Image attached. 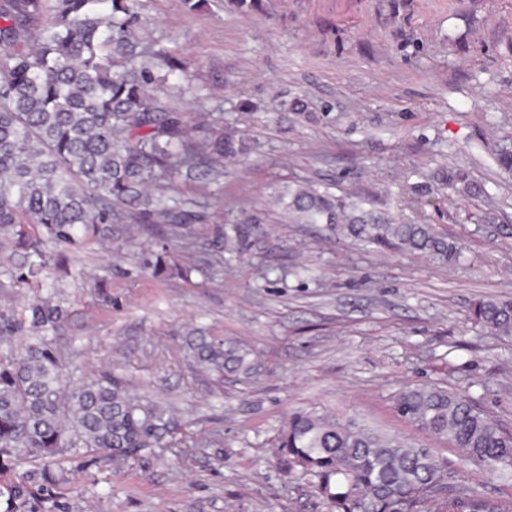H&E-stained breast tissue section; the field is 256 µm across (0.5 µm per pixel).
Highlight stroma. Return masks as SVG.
Listing matches in <instances>:
<instances>
[{
  "label": "stroma",
  "instance_id": "35a3bbf8",
  "mask_svg": "<svg viewBox=\"0 0 512 512\" xmlns=\"http://www.w3.org/2000/svg\"><path fill=\"white\" fill-rule=\"evenodd\" d=\"M141 3L144 37L195 73L194 94L175 107L221 108L254 144L251 163L225 162L210 187L224 222H261L217 273L208 224L194 225L189 250L120 224L111 250L70 253L54 347L68 369L121 374L172 404L183 439L119 466L64 461L61 481L29 483L36 512H327L306 479L276 464L288 413L327 411L456 460L446 439L394 413L396 394L417 384L468 389L512 428V343L468 312L477 298L512 297V176L491 154L512 139V0H262L249 13L234 0L193 12L181 0ZM297 99L306 113L290 111ZM451 168L482 195L448 189ZM295 180L424 219L464 257L440 268L288 223L276 198ZM486 212L493 222H478ZM199 328L255 349L261 374L219 383L202 373L184 345Z\"/></svg>",
  "mask_w": 512,
  "mask_h": 512
}]
</instances>
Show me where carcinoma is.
Returning <instances> with one entry per match:
<instances>
[{
	"label": "carcinoma",
	"mask_w": 512,
	"mask_h": 512,
	"mask_svg": "<svg viewBox=\"0 0 512 512\" xmlns=\"http://www.w3.org/2000/svg\"><path fill=\"white\" fill-rule=\"evenodd\" d=\"M140 0H0V289L43 288L52 272L68 273L69 250H112L114 224H166L185 234L213 218L212 197H185L178 180L224 178V161L243 162L244 135L217 127L193 139L174 98L192 87L178 55L139 36ZM278 203L294 224H324L348 237L416 254L446 266L458 243L433 224L408 222L296 183ZM247 217L215 236L243 255ZM63 248L49 263L46 246ZM471 320L512 341V298H479ZM67 311L50 294L0 310V474L31 465L27 478L56 480L51 463L110 455L126 460L168 448L182 424L176 409L130 390L114 373L66 371L51 335ZM186 346L205 372L252 377L253 351L231 338L192 336ZM394 410L411 426L462 449L456 464L430 448L379 434L328 412L288 415L274 443L289 474L311 481L328 512H512V487L486 494L458 485L489 472L512 482V429L466 392L439 383L409 386ZM5 512H28L23 485Z\"/></svg>",
	"instance_id": "cac0c4a2"
}]
</instances>
